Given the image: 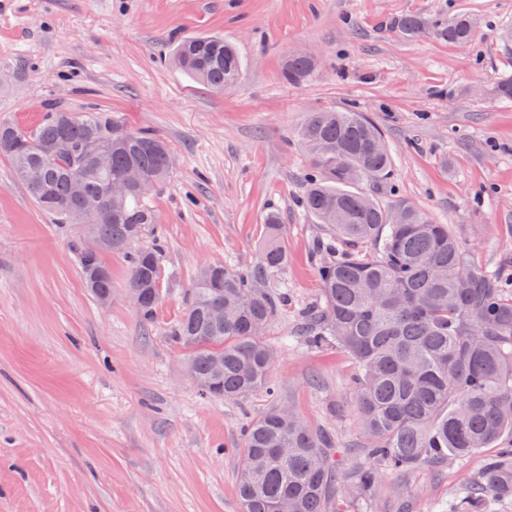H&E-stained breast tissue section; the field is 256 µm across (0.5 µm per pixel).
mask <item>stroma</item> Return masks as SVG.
<instances>
[{"label": "stroma", "mask_w": 512, "mask_h": 512, "mask_svg": "<svg viewBox=\"0 0 512 512\" xmlns=\"http://www.w3.org/2000/svg\"><path fill=\"white\" fill-rule=\"evenodd\" d=\"M466 13L474 40L432 25ZM427 31L404 38L397 21ZM512 0H0V122L33 125L47 104L109 112L159 134L175 165L152 190L162 244L153 321L127 296L128 259L106 255L99 304L76 261L87 238L38 209L0 155V512H240V431L271 402L332 432L344 467L366 463L349 357L294 339L320 295L316 241L328 230L299 200L312 159L296 140L308 113L356 109L382 130L393 163L360 183L450 225L474 265L512 269ZM221 35L244 63L216 93L169 63L185 36ZM317 56L307 82L281 66ZM276 213L288 303L267 325L274 394H202L172 334L199 270L246 271ZM486 453L433 473L387 475L388 512L449 510Z\"/></svg>", "instance_id": "1"}]
</instances>
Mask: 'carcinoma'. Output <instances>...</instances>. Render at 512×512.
Segmentation results:
<instances>
[{
	"mask_svg": "<svg viewBox=\"0 0 512 512\" xmlns=\"http://www.w3.org/2000/svg\"><path fill=\"white\" fill-rule=\"evenodd\" d=\"M397 27L418 36L424 21L402 17ZM476 22L458 14L433 27L452 45L469 43ZM176 66L194 80L222 92L241 79L236 49L219 36H197L174 48ZM319 61L288 56L283 78L304 82ZM314 170L300 207L330 236L318 241L321 295L303 313L302 335L319 348L334 345L357 367L353 379L357 424L368 463L350 472L336 469L334 437L273 404L243 432L239 472L241 512H334L331 504L376 490L384 474L443 468L500 443L512 433V271L473 265L464 244L446 224L399 199L384 207L351 186L385 178L391 150L379 128L360 112L319 111L298 131ZM66 142V152L58 144ZM111 151L102 168L94 150ZM0 154L13 164L40 210L57 224H82L101 250L79 252L85 286L96 299L112 293L107 253L128 255V292L136 309L153 319L160 299L162 249H131L155 233L158 223L148 192L130 187L110 204L111 184L138 169L156 188L174 168L165 140L133 130L107 112L77 114L51 105L30 127L0 122ZM99 199V212L85 211L75 194ZM260 254L242 273L214 264L204 267L188 305L173 329L186 351L190 377L203 394L234 400L273 391V351L262 331L286 302L287 290L271 288L287 261L280 222L266 219ZM374 244L371 254L364 245ZM497 496L512 497V442L491 456L453 512H488Z\"/></svg>",
	"mask_w": 512,
	"mask_h": 512,
	"instance_id": "1",
	"label": "carcinoma"
}]
</instances>
